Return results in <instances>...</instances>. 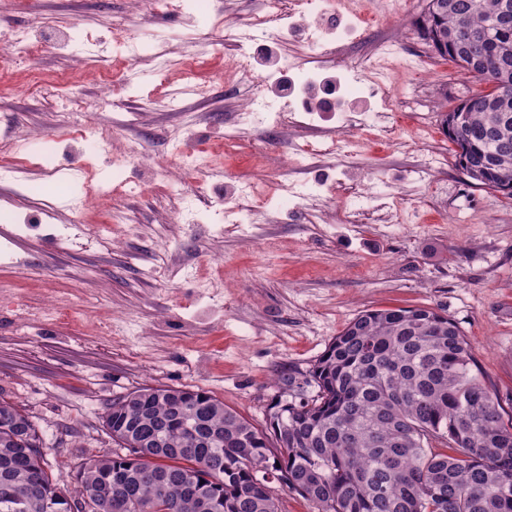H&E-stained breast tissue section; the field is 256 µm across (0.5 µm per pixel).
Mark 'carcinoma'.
I'll use <instances>...</instances> for the list:
<instances>
[{
	"label": "carcinoma",
	"instance_id": "1",
	"mask_svg": "<svg viewBox=\"0 0 512 512\" xmlns=\"http://www.w3.org/2000/svg\"><path fill=\"white\" fill-rule=\"evenodd\" d=\"M447 2L441 24L461 37L512 36L500 0ZM439 57L486 84L441 113L456 165L512 197V124L494 137L497 113L487 109L501 86L456 43ZM306 383L316 393L277 399L263 429L200 389L116 398L102 413L115 447L81 463L72 490L53 475L31 416L1 400L0 489L23 501L17 511L0 502V512H48L64 494L89 499L83 512H279V488L312 512H512V415L447 316L366 310Z\"/></svg>",
	"mask_w": 512,
	"mask_h": 512
}]
</instances>
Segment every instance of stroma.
<instances>
[{
  "instance_id": "obj_1",
  "label": "stroma",
  "mask_w": 512,
  "mask_h": 512,
  "mask_svg": "<svg viewBox=\"0 0 512 512\" xmlns=\"http://www.w3.org/2000/svg\"><path fill=\"white\" fill-rule=\"evenodd\" d=\"M399 2L401 21L366 30V37L316 55L301 39L276 47L325 75L348 68L368 79L366 65L379 43L398 56H415L417 74L394 71L387 119L358 128L376 99L356 102L348 126L325 112L313 125L276 133L250 129L225 142L221 123L232 121L252 94L248 72L232 85L217 77L231 47L225 30L244 23L263 0H220L213 12L184 17L154 15L147 0H7L0 5V35L30 28L43 49L36 61L15 63L0 48V130L41 142L57 162H69L78 145L64 134L57 89L74 80L83 97L99 94L96 62L54 39L79 27L112 47L107 74L126 79L100 125L117 112L132 120L107 153L85 156L86 180L48 183L37 161L23 158L14 180H0V241L12 240L15 263L0 266V396L25 408L37 425L44 451L61 484H73L84 454L112 440L101 413L112 399L147 386L202 389L223 400L255 426L264 427L272 399L312 395L305 373L337 334L367 309L426 306L458 323L472 353L512 413V198L471 184L455 164L421 181L411 172L449 156L439 112L480 89L453 62L433 53L411 24L425 0H353L368 17ZM122 26L179 54L198 37L217 51L200 60L197 77L210 81L205 103L168 99L182 83L178 73L160 80L150 57L129 64L112 30ZM29 85L26 94L16 85ZM193 116L201 135L189 150L224 173L226 183H251L261 209L248 224H182L175 218L184 191L178 174L166 196L146 194L147 170L114 176L112 165L129 143L162 153L169 130ZM57 141H50V134ZM351 136L348 158H315L295 170L299 184L320 179L319 196L297 209L277 210L268 179L290 161L288 146L304 140ZM112 198L84 216L104 224L110 212L125 215L112 226L111 250L57 248L43 224L38 185H46L55 222L71 223L73 203L98 181ZM381 197L351 205L358 191ZM27 225L17 235V225ZM266 246L267 271L256 275L258 246ZM54 301L59 313L42 310ZM112 313L115 333L127 348L110 345L89 317Z\"/></svg>"
}]
</instances>
